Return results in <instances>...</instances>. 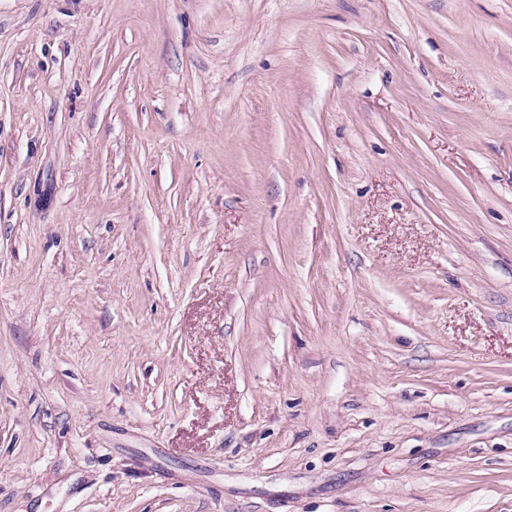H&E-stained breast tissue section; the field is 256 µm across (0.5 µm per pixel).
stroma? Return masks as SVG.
Masks as SVG:
<instances>
[{
	"mask_svg": "<svg viewBox=\"0 0 512 512\" xmlns=\"http://www.w3.org/2000/svg\"><path fill=\"white\" fill-rule=\"evenodd\" d=\"M0 512H512V0H0Z\"/></svg>",
	"mask_w": 512,
	"mask_h": 512,
	"instance_id": "1",
	"label": "stroma"
}]
</instances>
